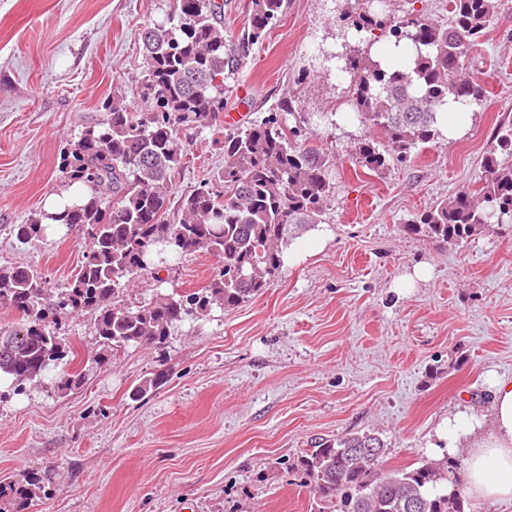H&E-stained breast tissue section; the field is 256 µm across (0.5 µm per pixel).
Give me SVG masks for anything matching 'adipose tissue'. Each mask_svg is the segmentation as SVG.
<instances>
[{
    "mask_svg": "<svg viewBox=\"0 0 512 512\" xmlns=\"http://www.w3.org/2000/svg\"><path fill=\"white\" fill-rule=\"evenodd\" d=\"M494 434L475 438L466 458L465 479L484 498L512 499V380L494 387Z\"/></svg>",
    "mask_w": 512,
    "mask_h": 512,
    "instance_id": "adipose-tissue-1",
    "label": "adipose tissue"
}]
</instances>
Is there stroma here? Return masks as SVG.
<instances>
[{"label": "stroma", "instance_id": "1", "mask_svg": "<svg viewBox=\"0 0 512 512\" xmlns=\"http://www.w3.org/2000/svg\"><path fill=\"white\" fill-rule=\"evenodd\" d=\"M171 0H0V265H23L60 287L85 241L47 230L19 243L44 198L63 189L60 153L105 119L102 101H135L145 26ZM341 0H288L251 52L233 103L247 121L299 98L320 119L315 142L331 162L326 222L292 241L263 294L176 327L164 350L132 347L111 364L82 360L68 396L44 383L0 402V476L34 474L45 494L28 512H314L316 497L288 466L315 440L371 429L386 466L436 457V430L474 415L493 429L492 390L512 379V223L444 246L404 225L477 181L499 126L512 124V0L470 56L487 94L456 139L437 138L407 164L354 171L356 122L335 54L357 46ZM305 83H297L299 73ZM224 121L184 131V195L224 164ZM430 270L408 289L398 281ZM215 260L199 253L163 271L162 291L205 285ZM170 376L144 398L133 387L159 367Z\"/></svg>", "mask_w": 512, "mask_h": 512}]
</instances>
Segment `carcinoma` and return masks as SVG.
Here are the masks:
<instances>
[{"instance_id":"obj_1","label":"carcinoma","mask_w":512,"mask_h":512,"mask_svg":"<svg viewBox=\"0 0 512 512\" xmlns=\"http://www.w3.org/2000/svg\"><path fill=\"white\" fill-rule=\"evenodd\" d=\"M285 0H251L247 29L224 31L227 0H173L166 17L141 33L144 76L141 107L118 92L103 101L107 118L85 126L60 154L68 183L85 196L56 215L34 214L13 225L26 243L49 219L83 235L88 248L79 272L62 288H50L38 272L0 266V306L17 314L0 327V400L23 395L50 379L61 397L84 375L73 365L63 319L93 318V360L109 364L130 346L159 350L178 325L213 307L234 309L262 294L281 273L282 246L325 223L334 194L328 156L314 144V121L283 98L260 121L224 134V166L179 198L171 215L173 184L185 165L177 139L182 131L215 123L232 93L229 80L253 46L278 22ZM498 0H448L450 22L422 13L398 14L387 4L344 0L339 14L359 41L370 36L407 40L414 58L383 65L371 51L337 56V76L349 77L350 119L372 133L354 148L352 163L377 173L389 162L405 164L412 150L439 136L438 114L448 102L470 108L486 95L468 71L469 53L491 23ZM294 118V125L286 116ZM478 189L462 190L403 226L443 245L457 244L496 224L512 222V127L497 132L482 166ZM215 257L210 280L193 291L157 293L133 304L118 301L126 284L151 276L162 284L160 265L196 253ZM159 370L132 397L159 388ZM387 446L373 430L323 439L290 464L299 485L338 512H465L456 478L458 460L446 454L413 469L384 468ZM44 491L42 479L0 478V512H24Z\"/></svg>"}]
</instances>
